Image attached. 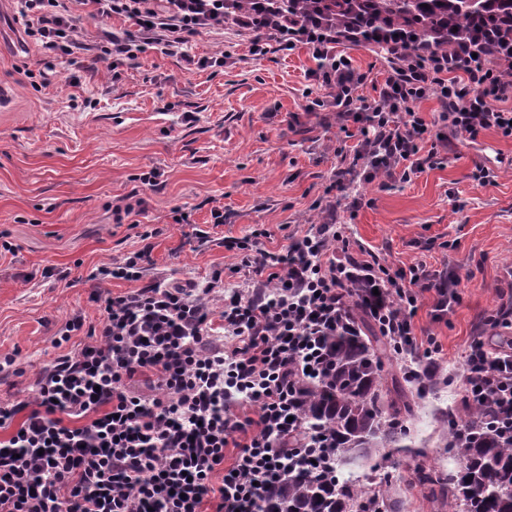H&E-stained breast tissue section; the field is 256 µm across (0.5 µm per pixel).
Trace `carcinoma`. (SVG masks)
Listing matches in <instances>:
<instances>
[{
  "label": "carcinoma",
  "mask_w": 512,
  "mask_h": 512,
  "mask_svg": "<svg viewBox=\"0 0 512 512\" xmlns=\"http://www.w3.org/2000/svg\"><path fill=\"white\" fill-rule=\"evenodd\" d=\"M374 18L415 22L423 37L443 16L473 22L484 14V0H369ZM359 331L335 337L322 378L306 384L302 408L304 426L300 446L307 438L328 436L336 459L334 479L310 472L288 470L282 483L269 495V512H367L365 503L380 497L379 491L346 479L342 469L375 450L399 448L409 438L408 418L414 404L404 393L391 396L385 389L384 362L372 337ZM495 411L475 405L451 419L461 431L451 452L461 466L442 477L421 472L417 482L436 498L448 501V512H512V439L495 429Z\"/></svg>",
  "instance_id": "obj_1"
}]
</instances>
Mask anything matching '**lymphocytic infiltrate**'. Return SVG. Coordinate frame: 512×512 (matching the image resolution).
I'll use <instances>...</instances> for the list:
<instances>
[{
  "label": "lymphocytic infiltrate",
  "mask_w": 512,
  "mask_h": 512,
  "mask_svg": "<svg viewBox=\"0 0 512 512\" xmlns=\"http://www.w3.org/2000/svg\"><path fill=\"white\" fill-rule=\"evenodd\" d=\"M17 2L26 35L58 61L81 46L77 12L134 20L135 30L105 33L96 46L116 62L150 48L184 58L193 36L229 25L251 35L257 58L305 49L326 89L307 111L333 113L355 140L336 149L332 192L358 180L411 181L460 138L475 144L492 130L512 139V15L497 0L477 24L444 26L428 40L392 19L365 25L360 9L336 15L325 0ZM348 44L381 52L386 77L374 98L362 93ZM431 98L440 108L428 119L420 105ZM321 213L281 250L266 249L258 230L225 240L245 271L229 290L219 272L200 288L143 281L148 243L100 266L99 283L137 287L103 298L97 337L43 367L28 401H0V512H266L288 468L335 473L326 437L301 448L287 441L303 427L301 387L322 376L333 336L361 316L410 363L412 380L437 384L440 347L434 336L417 339L413 318L427 292L447 315L459 278L352 247L335 203ZM460 401L494 403L500 430L512 434V345L471 339Z\"/></svg>",
  "instance_id": "1"
}]
</instances>
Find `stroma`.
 Listing matches in <instances>:
<instances>
[{
  "instance_id": "1",
  "label": "stroma",
  "mask_w": 512,
  "mask_h": 512,
  "mask_svg": "<svg viewBox=\"0 0 512 512\" xmlns=\"http://www.w3.org/2000/svg\"><path fill=\"white\" fill-rule=\"evenodd\" d=\"M75 25L85 50L57 63L36 88L27 74L44 69L50 55L27 39L13 0H0V237L12 246L0 253V358L13 357L16 367L0 379L5 402L30 396L70 318L98 325L99 297L132 289L125 280L98 284L93 274L140 249L144 231L153 234L145 280L202 284L221 270L233 287L238 258L225 239L265 228L267 248L286 245L289 234L317 222L315 202L340 163L338 124L303 112L308 96L325 93L307 76L315 63L305 50L253 60L247 38L201 34L193 56L223 49L236 64L202 69L150 49L115 65L87 50L106 26L85 16ZM73 74L79 85L69 83ZM511 160L512 140L495 132L477 146L459 140L443 164L410 182L351 185L350 194L373 204L353 217L338 211L353 240L387 262L422 261L461 280L445 320L434 319L428 298L414 318L417 332L441 347V383L413 390L421 451L357 467L364 485L389 474L382 495L398 512H436L415 472H448L437 413H461L467 343L491 311L512 305ZM479 163L497 170L494 183L474 179ZM150 171L155 185L142 184ZM130 194L142 202L134 224L112 213ZM177 207L190 212V223H175ZM218 207L219 225L211 216Z\"/></svg>"
}]
</instances>
